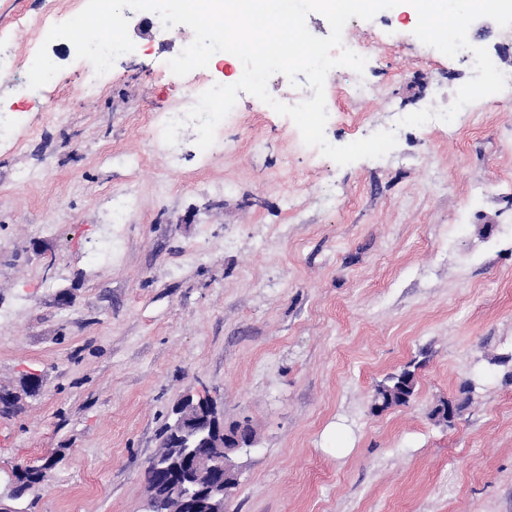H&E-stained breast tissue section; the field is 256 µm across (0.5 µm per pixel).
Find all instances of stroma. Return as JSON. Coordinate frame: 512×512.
Wrapping results in <instances>:
<instances>
[{
  "label": "stroma",
  "instance_id": "35a3bbf8",
  "mask_svg": "<svg viewBox=\"0 0 512 512\" xmlns=\"http://www.w3.org/2000/svg\"><path fill=\"white\" fill-rule=\"evenodd\" d=\"M75 11L0 0L18 65L0 74V111L24 115L0 144V389L42 380L0 417V479L58 459L26 512H145L159 429L188 392L257 435L227 512H512V90L474 102L453 136L396 127L472 76L414 35L403 4L343 30L367 96L347 95V68L325 82L327 140L395 130L384 157L338 166L243 92L209 158L192 127L170 158L151 113L237 82L241 62L175 76L192 30L128 9L136 49L112 70L61 39L55 82L20 96L43 46L29 20ZM112 153L142 154L137 175L103 163ZM413 361L412 400L372 413ZM469 382L455 422L435 424Z\"/></svg>",
  "mask_w": 512,
  "mask_h": 512
}]
</instances>
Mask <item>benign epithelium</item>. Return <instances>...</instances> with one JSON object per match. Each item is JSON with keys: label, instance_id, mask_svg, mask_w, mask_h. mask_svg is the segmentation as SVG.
I'll use <instances>...</instances> for the list:
<instances>
[{"label": "benign epithelium", "instance_id": "1", "mask_svg": "<svg viewBox=\"0 0 512 512\" xmlns=\"http://www.w3.org/2000/svg\"><path fill=\"white\" fill-rule=\"evenodd\" d=\"M173 419L160 436L159 447L177 448L178 477L171 485L172 498L187 505L201 497L204 512H224L226 499L238 485L239 473L233 458L254 447L255 438L248 423L228 422L224 414L206 396L184 394L172 408ZM209 449L199 458V449ZM8 492L0 493V512H19L15 503L29 494L20 489L17 477L7 482Z\"/></svg>", "mask_w": 512, "mask_h": 512}]
</instances>
